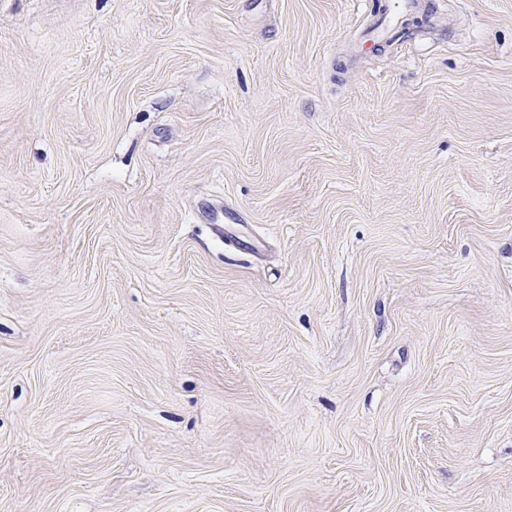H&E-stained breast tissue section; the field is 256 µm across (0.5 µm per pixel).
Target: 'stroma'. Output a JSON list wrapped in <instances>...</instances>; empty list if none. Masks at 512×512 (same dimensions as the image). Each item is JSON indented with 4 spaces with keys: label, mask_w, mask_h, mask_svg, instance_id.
I'll return each instance as SVG.
<instances>
[{
    "label": "stroma",
    "mask_w": 512,
    "mask_h": 512,
    "mask_svg": "<svg viewBox=\"0 0 512 512\" xmlns=\"http://www.w3.org/2000/svg\"><path fill=\"white\" fill-rule=\"evenodd\" d=\"M0 0V512H512V0Z\"/></svg>",
    "instance_id": "35a3bbf8"
}]
</instances>
